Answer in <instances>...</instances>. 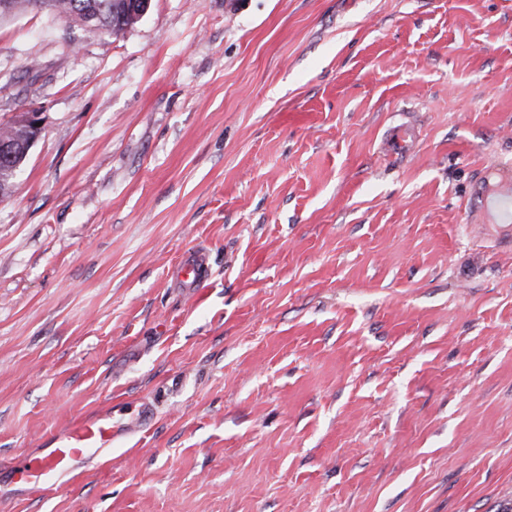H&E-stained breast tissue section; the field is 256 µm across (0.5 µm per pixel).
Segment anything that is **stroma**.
<instances>
[{"label": "stroma", "instance_id": "stroma-1", "mask_svg": "<svg viewBox=\"0 0 512 512\" xmlns=\"http://www.w3.org/2000/svg\"><path fill=\"white\" fill-rule=\"evenodd\" d=\"M0 462L149 403L6 512L512 502V0H151L0 20ZM413 125L414 147L385 149ZM205 282L180 288L190 249ZM45 9L59 17H65L82 12L93 11L98 16L101 32L117 34L124 30L122 27L112 26V16L120 15L124 10V0H42ZM39 115L36 108H28L20 116L10 121L27 128L28 139L21 148H17L15 143L7 138H2L0 141V162L10 166L14 172L19 170V164L15 162L16 156L23 155L26 158L41 133V125L36 126V123L41 122ZM483 207L490 211L496 224L512 233V188L511 183L485 191Z\"/></svg>", "mask_w": 512, "mask_h": 512}]
</instances>
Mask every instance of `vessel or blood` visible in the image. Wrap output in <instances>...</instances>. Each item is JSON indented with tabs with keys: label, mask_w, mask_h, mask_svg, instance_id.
I'll return each mask as SVG.
<instances>
[{
	"label": "vessel or blood",
	"mask_w": 512,
	"mask_h": 512,
	"mask_svg": "<svg viewBox=\"0 0 512 512\" xmlns=\"http://www.w3.org/2000/svg\"><path fill=\"white\" fill-rule=\"evenodd\" d=\"M483 207L496 224L512 227V187L505 185L485 191ZM205 252L185 253L176 269V281L184 288L199 287ZM122 433L109 414L79 423L52 435L47 447L31 451L21 459L0 464V487L11 486L34 494L66 484L96 458L111 454L112 444Z\"/></svg>",
	"instance_id": "b4317fda"
}]
</instances>
